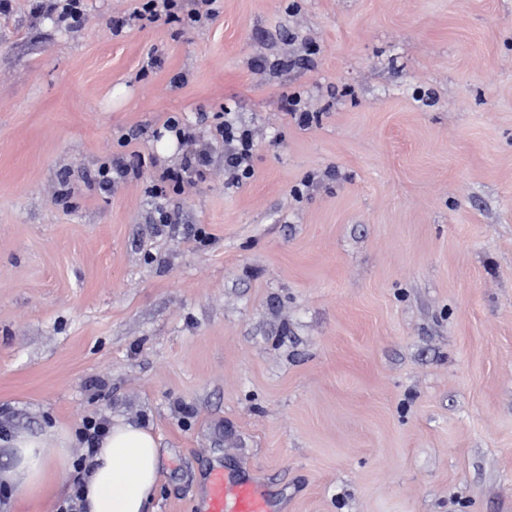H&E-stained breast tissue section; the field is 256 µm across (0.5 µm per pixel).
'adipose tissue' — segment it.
Listing matches in <instances>:
<instances>
[{
    "instance_id": "1",
    "label": "adipose tissue",
    "mask_w": 512,
    "mask_h": 512,
    "mask_svg": "<svg viewBox=\"0 0 512 512\" xmlns=\"http://www.w3.org/2000/svg\"><path fill=\"white\" fill-rule=\"evenodd\" d=\"M11 465L0 479L15 498L37 497L48 476L68 468L69 449L54 447L50 433L20 435L9 450ZM163 450L147 428L113 420L82 474L84 512H147L159 482Z\"/></svg>"
}]
</instances>
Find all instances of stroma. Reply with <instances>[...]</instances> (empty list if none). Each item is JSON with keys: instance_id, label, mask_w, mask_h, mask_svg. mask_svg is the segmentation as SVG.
Instances as JSON below:
<instances>
[{"instance_id": "obj_1", "label": "stroma", "mask_w": 512, "mask_h": 512, "mask_svg": "<svg viewBox=\"0 0 512 512\" xmlns=\"http://www.w3.org/2000/svg\"><path fill=\"white\" fill-rule=\"evenodd\" d=\"M50 4L0 14V424L80 463L85 420L150 427V512H202L216 468L272 512H512V0H217L180 31ZM230 114L223 107L220 113L223 120L215 125L212 135L224 145V172L229 175L227 185L240 188L254 177L251 161L255 143L252 130L234 123L228 118ZM129 174L128 168L120 157L112 158L110 164H105L100 173L99 185L101 188L108 189L111 186L125 180Z\"/></svg>"}]
</instances>
